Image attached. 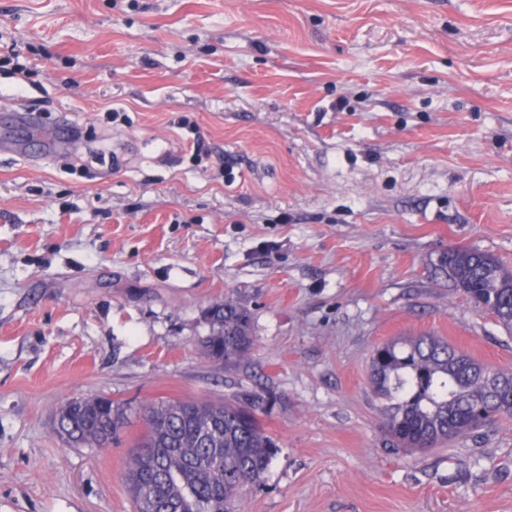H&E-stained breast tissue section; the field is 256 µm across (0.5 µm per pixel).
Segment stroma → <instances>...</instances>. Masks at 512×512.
Wrapping results in <instances>:
<instances>
[{
	"label": "stroma",
	"instance_id": "35a3bbf8",
	"mask_svg": "<svg viewBox=\"0 0 512 512\" xmlns=\"http://www.w3.org/2000/svg\"><path fill=\"white\" fill-rule=\"evenodd\" d=\"M0 512H133L66 400L261 394L279 453L244 512H512V418L410 452L381 343L512 371V333L435 267L512 268V0H0ZM254 348L205 354L208 309ZM209 321L212 332L204 341V347L212 361L240 362L249 358L253 339L247 309L227 296L210 307Z\"/></svg>",
	"mask_w": 512,
	"mask_h": 512
}]
</instances>
